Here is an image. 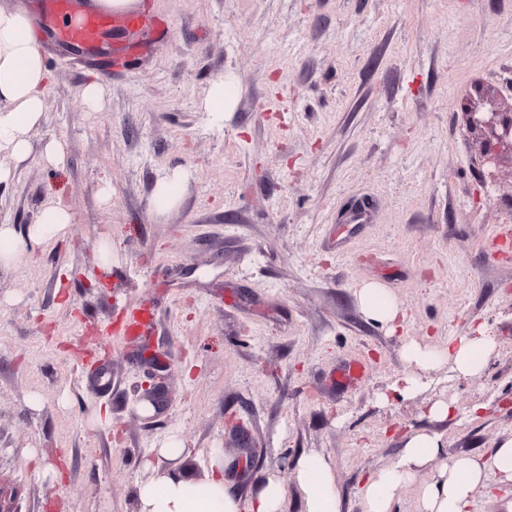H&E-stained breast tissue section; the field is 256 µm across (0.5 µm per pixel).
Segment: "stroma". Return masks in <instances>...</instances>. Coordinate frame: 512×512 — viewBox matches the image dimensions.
<instances>
[{
    "label": "stroma",
    "mask_w": 512,
    "mask_h": 512,
    "mask_svg": "<svg viewBox=\"0 0 512 512\" xmlns=\"http://www.w3.org/2000/svg\"><path fill=\"white\" fill-rule=\"evenodd\" d=\"M125 64L40 43L52 82L27 159L0 183V224L50 203L71 230L0 267V495L15 512H136L134 488L177 437L202 478L223 449L241 497L326 456L340 512L407 434L445 457L512 437V163L493 166L469 112L512 110V0H138ZM231 76L233 112L201 105ZM106 86L99 107L82 87ZM58 141L59 166L44 146ZM189 173L158 214L157 183ZM406 313L370 320L357 292ZM149 307L142 337L118 334ZM486 325L481 374L415 370ZM417 374L406 396L396 384ZM162 383L160 412L138 390ZM452 403L437 419L429 405ZM242 422L243 432L232 430ZM358 297L364 312L374 321L395 323L402 315L399 304L379 285H365L360 288Z\"/></svg>",
    "instance_id": "obj_1"
}]
</instances>
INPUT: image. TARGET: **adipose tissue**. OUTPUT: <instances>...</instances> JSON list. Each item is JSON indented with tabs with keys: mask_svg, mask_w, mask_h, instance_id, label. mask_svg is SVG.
<instances>
[{
	"mask_svg": "<svg viewBox=\"0 0 512 512\" xmlns=\"http://www.w3.org/2000/svg\"><path fill=\"white\" fill-rule=\"evenodd\" d=\"M41 35L30 9L18 5L0 8V181L11 175V163L26 160L29 137L45 112V91L51 81L39 49ZM71 216L57 205L43 209L37 223L18 232L11 224H0V264L19 263L25 242L45 243L70 229ZM495 347L484 328L471 334L449 337L446 346L435 349L407 344L404 354L416 367L426 370L441 362L452 363L462 376L482 373ZM443 445L434 433L407 437L400 460L369 475L362 486L366 512H391L400 490L415 473L429 467L432 481L423 487V512H474V491L490 475L501 482L512 481V438L501 442L487 456L443 459ZM209 474L196 480L165 470L140 481L134 497L138 512H283L288 487L271 478L241 505L238 490L227 477L221 449H213ZM304 499L305 512H339L336 483L326 459L317 453L303 456L295 477Z\"/></svg>",
	"mask_w": 512,
	"mask_h": 512,
	"instance_id": "obj_1",
	"label": "adipose tissue"
}]
</instances>
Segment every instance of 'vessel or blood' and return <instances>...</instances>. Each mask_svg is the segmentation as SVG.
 <instances>
[{
	"label": "vessel or blood",
	"instance_id": "obj_1",
	"mask_svg": "<svg viewBox=\"0 0 512 512\" xmlns=\"http://www.w3.org/2000/svg\"><path fill=\"white\" fill-rule=\"evenodd\" d=\"M41 25L54 29L64 46L91 47L109 26L106 14L89 9L84 0H46Z\"/></svg>",
	"mask_w": 512,
	"mask_h": 512
}]
</instances>
